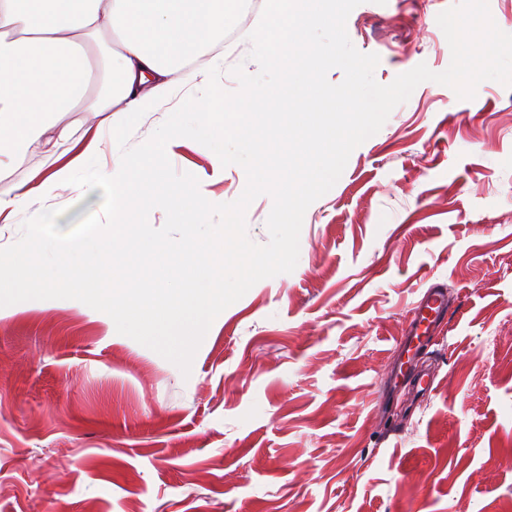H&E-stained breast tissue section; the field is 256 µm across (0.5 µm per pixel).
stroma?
<instances>
[{"instance_id":"stroma-1","label":"stroma","mask_w":512,"mask_h":512,"mask_svg":"<svg viewBox=\"0 0 512 512\" xmlns=\"http://www.w3.org/2000/svg\"><path fill=\"white\" fill-rule=\"evenodd\" d=\"M456 0H363L347 33L379 55L380 84L451 50L438 14ZM250 6L216 80L257 70ZM176 117L171 103L100 137L94 181L44 216L57 239L112 220L108 178ZM167 182L225 202L243 169H214L183 137ZM117 246L196 232L138 209ZM454 300L421 356L429 392L395 384L397 342L421 292ZM0 512H512V88L470 100L424 82L351 154L306 211L296 268L256 283L182 351L144 345L65 294L0 293Z\"/></svg>"}]
</instances>
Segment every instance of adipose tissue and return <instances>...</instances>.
<instances>
[{
  "mask_svg": "<svg viewBox=\"0 0 512 512\" xmlns=\"http://www.w3.org/2000/svg\"><path fill=\"white\" fill-rule=\"evenodd\" d=\"M241 7V0H0V181L9 179L10 164L31 144H39L57 161L37 185L20 182L0 196V219L9 220L21 208L41 209L58 189L75 186L78 174H93L91 162L100 143L91 141L80 154L70 156L74 139L66 120L83 107L90 81L81 37L106 33L115 43L112 89L103 95L98 110L109 113L113 128L119 130L155 111L163 100L178 97L183 90L178 71L189 62L207 99L223 100L211 74L224 65L217 47ZM223 102V111L209 113L204 122L196 113H181L150 145V152L162 156L174 140L193 134L212 145L216 171L253 167L255 152L230 129L240 121L268 128L269 115L242 114L237 101ZM294 125L315 126V140L289 136L283 127L275 141L300 148L313 157V165L297 173L284 159L259 180L278 192L279 218L272 232L280 241L288 236V208L297 192L307 189L346 144L337 137L335 125L316 124L313 113H298ZM109 181L112 223L92 238L59 245L44 238L41 221L31 222L39 246L18 254L10 264L0 263V288L65 290L133 329L152 325L151 340L178 351L217 315L215 297H228L236 287V279L225 277V265L257 273L281 259L277 252L253 255L242 242L225 250L220 224L206 225L194 241L171 244L161 253L145 237L135 250L113 249L116 226L136 208L170 207L194 218L220 200L200 183L168 186L156 163L117 164Z\"/></svg>",
  "mask_w": 512,
  "mask_h": 512,
  "instance_id": "obj_1",
  "label": "adipose tissue"
}]
</instances>
